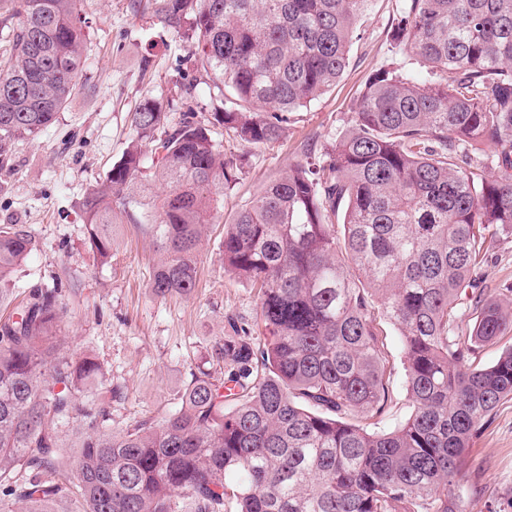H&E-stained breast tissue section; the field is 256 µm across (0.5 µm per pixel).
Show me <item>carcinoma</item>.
<instances>
[{
  "mask_svg": "<svg viewBox=\"0 0 512 512\" xmlns=\"http://www.w3.org/2000/svg\"><path fill=\"white\" fill-rule=\"evenodd\" d=\"M7 2L0 152L53 123L84 67L81 0ZM368 2L156 0V13L194 46L214 122L261 145L343 77ZM390 40L430 79L376 70L319 178L293 164L224 225V269L256 288L267 336L233 326L158 424L112 430L124 392L94 359L62 354L57 288L12 305L32 236L0 225V496L18 512H55L63 497L78 512H465L454 490L471 441L512 399V347L473 365L512 330V308L480 297L471 334L455 329L486 232L512 235V0H402ZM165 125L160 102L138 107L136 140L83 202L102 261L116 225L151 236L161 298L196 288L203 232L243 165L194 117ZM472 142L494 149L496 176ZM152 178L170 191L148 204ZM379 315L400 336L412 403L387 431L370 423L390 375Z\"/></svg>",
  "mask_w": 512,
  "mask_h": 512,
  "instance_id": "obj_1",
  "label": "carcinoma"
}]
</instances>
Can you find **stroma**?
<instances>
[{
	"label": "stroma",
	"mask_w": 512,
	"mask_h": 512,
	"mask_svg": "<svg viewBox=\"0 0 512 512\" xmlns=\"http://www.w3.org/2000/svg\"><path fill=\"white\" fill-rule=\"evenodd\" d=\"M400 4L372 0L336 88L289 113L280 139L252 145L225 138L223 128L212 124L208 80L195 69L182 33L160 22L154 0H83V88L53 124L0 155V225H25L34 242L12 275L14 299H26L35 288H58L62 350L95 358L104 382L123 388L124 400L112 406L113 429L174 411L192 372L208 369L214 345L227 335V316L258 322L254 290L224 269L225 225L289 165L322 163L325 148L348 128L374 70L387 66L415 80L426 78L421 62L387 39ZM147 98L162 102L174 123L194 113L223 139L225 151L245 159L207 229L197 256L198 286L187 297L164 300L152 293L157 252L134 225L122 226L117 250L105 263L91 248L83 221L85 194L133 138L131 114ZM473 278L485 295L512 304V235L489 237ZM384 331L392 371L377 419L381 429L404 421L412 410L398 332L389 324ZM456 492L466 512H512L511 399L478 431Z\"/></svg>",
	"instance_id": "35a3bbf8"
}]
</instances>
